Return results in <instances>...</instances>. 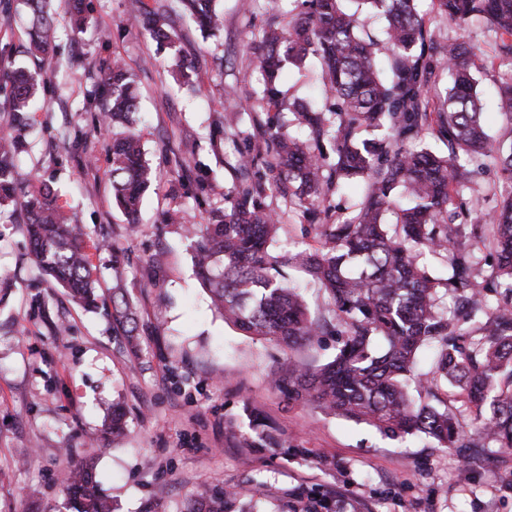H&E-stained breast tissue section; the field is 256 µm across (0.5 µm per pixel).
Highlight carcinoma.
<instances>
[{
	"label": "carcinoma",
	"instance_id": "1",
	"mask_svg": "<svg viewBox=\"0 0 512 512\" xmlns=\"http://www.w3.org/2000/svg\"><path fill=\"white\" fill-rule=\"evenodd\" d=\"M216 0H182L199 30L221 28ZM26 15L25 52L54 56L52 0H20ZM440 16L459 28L481 19L497 41L498 56L512 62V0H434ZM170 6L156 0L136 24L166 50L190 80L181 42L169 16ZM363 13L385 19L382 37L359 28ZM263 76L251 110L288 109L289 122L263 125V148L243 154L238 168L252 171L224 194L222 208L208 223L192 224L198 277L224 320L249 336L288 350L274 374V387L299 405L363 422L387 437L423 434L442 448L470 446L463 426L434 388L449 385L475 414L477 433L500 448H512V153L497 157L502 173L500 200L482 224L460 239L459 202L471 181L474 159L492 148L474 77L477 54L465 36L437 44L418 8V0H302L289 27L270 30L252 47ZM318 59L332 103L322 108L286 102L281 70ZM448 87H437L438 72ZM47 73L16 68L0 73V204L22 196L25 234L31 260L40 273L86 309L97 307L90 250L111 251L104 236L90 242L58 202L53 188L16 162L36 111ZM100 95L107 102L104 126L112 133V203L137 223L152 169L134 130L140 96L133 75L121 60L102 74ZM435 130L447 154L415 150L409 143ZM333 143L332 153L324 151ZM360 181L365 189L355 209L336 216L329 197ZM289 197L315 233L317 246L280 253L275 243L281 217L259 198L266 192ZM497 256L480 283L474 280V249ZM446 258L450 275L438 278L420 264L426 254ZM297 268L324 289L333 318L312 315L302 296L288 286L286 269ZM459 291L463 319L440 309V292ZM496 302L490 303L489 297ZM135 303L121 292L113 299L115 320L137 331ZM337 337L335 357L323 364H300L292 351ZM435 350L429 377L415 374L420 349ZM245 448H280L277 429L258 418ZM127 429L120 405L104 433ZM67 512H112L93 462L64 472ZM238 492L203 484L186 512H230Z\"/></svg>",
	"mask_w": 512,
	"mask_h": 512
}]
</instances>
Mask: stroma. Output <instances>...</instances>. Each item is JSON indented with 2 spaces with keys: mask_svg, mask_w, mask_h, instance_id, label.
Returning <instances> with one entry per match:
<instances>
[{
  "mask_svg": "<svg viewBox=\"0 0 512 512\" xmlns=\"http://www.w3.org/2000/svg\"><path fill=\"white\" fill-rule=\"evenodd\" d=\"M91 21L73 32L69 0L56 2L63 67L24 52L18 17L0 11V62L40 67L50 81L33 113L23 171L37 174L79 224L107 234L113 252L92 253L103 300L97 311L73 304L39 276L28 256L18 204L0 207V512H65L58 481L67 464L92 460L113 512H184L197 485L239 490L236 512L258 505L281 512L312 490L344 512H512V448H442L422 436L388 438L375 428L298 406L270 379L279 348L224 321L195 274L190 242L165 214L183 210L193 224L223 207L240 152L261 146L262 128L245 109L261 73L249 46L253 32L288 27L292 5L270 11L267 0H218L223 26L207 36L169 0L193 86L176 84L173 62L129 24L153 0H90ZM480 66L476 74L484 122L496 155L480 159L463 199L467 223L496 204L501 174L496 156L512 153V120L497 110L495 38L485 23L470 26ZM120 57L134 74L141 120L136 131L157 182L139 221L126 223L112 204L106 145L110 132L95 122L104 108L93 97L104 65ZM287 100L325 102L320 66L310 59L281 74ZM234 89L235 98L225 96ZM240 111L239 138L217 134L224 110ZM79 136V144L64 135ZM187 171H179L176 160ZM282 216L279 251L314 247L289 199L269 195ZM120 269H113V257ZM125 288L139 310L138 348L112 325V293ZM43 298L44 308L33 305ZM70 326L58 336L59 321ZM121 402L127 433L102 437L104 411ZM259 413L287 448H241L250 413ZM336 462L326 468L324 459Z\"/></svg>",
  "mask_w": 512,
  "mask_h": 512,
  "instance_id": "35a3bbf8",
  "label": "stroma"
}]
</instances>
